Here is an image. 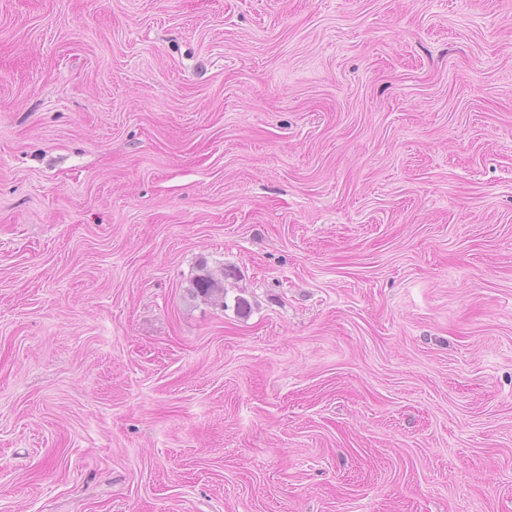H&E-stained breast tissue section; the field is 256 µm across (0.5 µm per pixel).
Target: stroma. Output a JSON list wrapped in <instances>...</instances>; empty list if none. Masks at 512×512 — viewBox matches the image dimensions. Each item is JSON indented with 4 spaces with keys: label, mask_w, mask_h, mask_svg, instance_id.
Returning a JSON list of instances; mask_svg holds the SVG:
<instances>
[{
    "label": "stroma",
    "mask_w": 512,
    "mask_h": 512,
    "mask_svg": "<svg viewBox=\"0 0 512 512\" xmlns=\"http://www.w3.org/2000/svg\"><path fill=\"white\" fill-rule=\"evenodd\" d=\"M0 512H512V0H0ZM193 291L196 296H201L204 299H209L216 303H223V306L225 307L224 286L221 285V282H219L218 279H215L208 274L197 277L193 283Z\"/></svg>",
    "instance_id": "stroma-1"
}]
</instances>
